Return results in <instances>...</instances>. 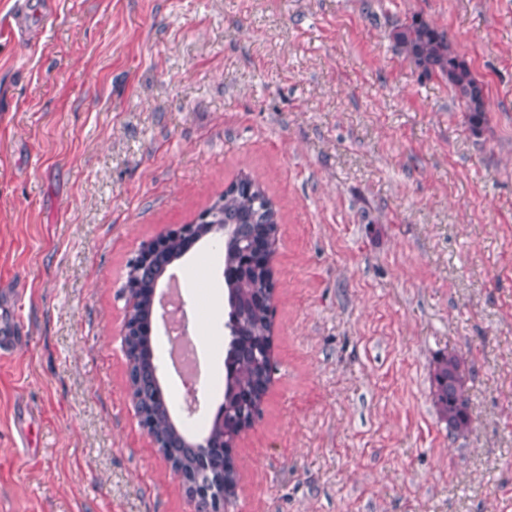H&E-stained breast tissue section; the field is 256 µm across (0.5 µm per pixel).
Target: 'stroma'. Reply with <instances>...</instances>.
I'll use <instances>...</instances> for the list:
<instances>
[{
    "instance_id": "1",
    "label": "stroma",
    "mask_w": 512,
    "mask_h": 512,
    "mask_svg": "<svg viewBox=\"0 0 512 512\" xmlns=\"http://www.w3.org/2000/svg\"><path fill=\"white\" fill-rule=\"evenodd\" d=\"M0 43V512H191L126 382L142 241L239 175L280 213L271 379L224 512H512V0H25ZM484 81L472 133L394 48ZM223 247L174 271L222 400ZM468 374L471 431L431 397ZM390 37L395 47L426 75L444 79L464 102L471 128L477 131L486 114L485 85L453 49L447 35L422 17L394 26ZM438 383L436 392L433 387ZM446 382V383H445ZM445 383V384H444ZM467 374L455 354L443 355L434 361L432 396L442 419L448 421V433L454 438L466 437L471 430L468 408Z\"/></svg>"
}]
</instances>
